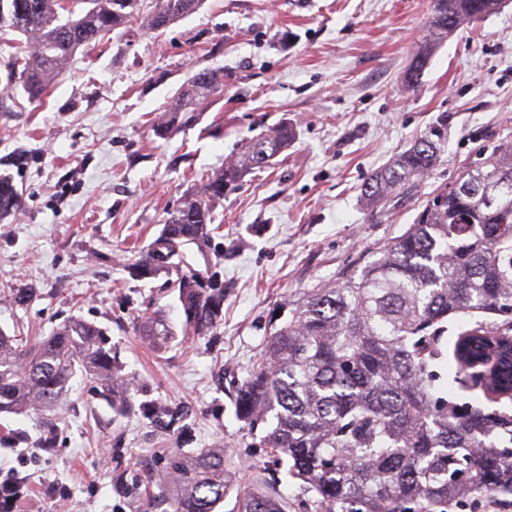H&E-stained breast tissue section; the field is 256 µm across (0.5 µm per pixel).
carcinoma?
I'll return each mask as SVG.
<instances>
[{
  "instance_id": "cac0c4a2",
  "label": "carcinoma",
  "mask_w": 512,
  "mask_h": 512,
  "mask_svg": "<svg viewBox=\"0 0 512 512\" xmlns=\"http://www.w3.org/2000/svg\"><path fill=\"white\" fill-rule=\"evenodd\" d=\"M504 0H433L430 33L406 71L414 87L439 43L462 25L495 13ZM203 0H0V31L25 38L3 58L0 107L18 94L37 100L81 48L141 21L166 28ZM224 90V72L204 68L186 81L158 119L168 136L188 126ZM282 125L250 140L236 159L206 176L159 236L131 263L148 278L209 237L217 205L291 140ZM448 141L442 118L378 171L363 189L371 210L413 196ZM22 193L0 176V218ZM185 325L204 335L222 321L224 281L217 271L177 280ZM261 359L233 398L237 419L270 422L260 447L287 464L311 493L313 512H448V501L512 495V411L488 409L449 391L481 390L498 403L512 392V370L492 386L484 351L512 350V142H501L442 185L415 222L379 249L359 275L312 288L280 306ZM142 335L161 345L173 335L147 319ZM96 377L109 404L125 401L108 331L70 317L50 335L19 347L0 331V414L53 410L76 370ZM155 483L172 492L166 512H215L227 497L224 452L201 450L170 462ZM230 512H288V502L258 481L237 490Z\"/></svg>"
}]
</instances>
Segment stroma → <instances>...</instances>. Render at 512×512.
Segmentation results:
<instances>
[{
    "label": "stroma",
    "instance_id": "35a3bbf8",
    "mask_svg": "<svg viewBox=\"0 0 512 512\" xmlns=\"http://www.w3.org/2000/svg\"><path fill=\"white\" fill-rule=\"evenodd\" d=\"M431 11L432 0H204L165 30L76 53L44 101L0 112V175L22 193L0 219V330L29 342L82 317L107 329L132 384L120 411L79 372L54 411L0 414V470L26 477L17 512H143L146 476L203 448L223 449L235 484L276 479L288 512H308L231 402L279 304L361 271L479 148L512 141V0L450 35L410 88ZM203 68L223 70V92L195 125L159 137L155 120ZM443 116L448 141L418 197L375 216L362 185ZM283 123L293 143L225 193L205 250L183 248L225 290L222 323L184 335L175 274L138 279L128 265L198 175ZM22 288L33 295L15 302ZM146 316L173 328L163 349L140 335ZM148 403L181 418L158 428L139 410Z\"/></svg>",
    "mask_w": 512,
    "mask_h": 512
}]
</instances>
